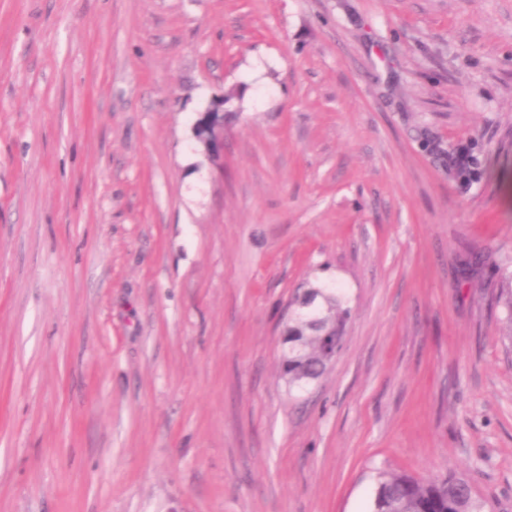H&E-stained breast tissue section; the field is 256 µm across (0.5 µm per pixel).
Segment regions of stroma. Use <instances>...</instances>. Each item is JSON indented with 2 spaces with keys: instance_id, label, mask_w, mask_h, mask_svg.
Listing matches in <instances>:
<instances>
[{
  "instance_id": "stroma-1",
  "label": "stroma",
  "mask_w": 512,
  "mask_h": 512,
  "mask_svg": "<svg viewBox=\"0 0 512 512\" xmlns=\"http://www.w3.org/2000/svg\"><path fill=\"white\" fill-rule=\"evenodd\" d=\"M511 258L512 0H0V512H512ZM220 100L221 104L218 103L219 100L215 102L219 109L218 118L211 124L206 136L199 137L195 133L196 140L203 145L208 156L214 161H221L224 157V113L220 112L224 99ZM498 272L505 288H501L497 296V304L501 307V339L508 346H512V268L498 267ZM320 288L318 285L308 283L302 296L317 290L321 294V303L314 315L296 310L286 327L289 343L288 352L283 355L281 371L290 388H301L302 382L296 380L297 375L304 373L307 376L320 378L326 372V364L331 366L340 353L336 346V340L343 343L345 322L349 315V309L345 306L344 296L336 289ZM310 317H315L320 324L309 322ZM335 333V336L325 335ZM325 339V347L322 358V337ZM292 345L293 348H290ZM467 478L447 475L420 481L405 473L381 472L371 512H489Z\"/></svg>"
}]
</instances>
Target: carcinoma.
Listing matches in <instances>:
<instances>
[{
	"label": "carcinoma",
	"mask_w": 512,
	"mask_h": 512,
	"mask_svg": "<svg viewBox=\"0 0 512 512\" xmlns=\"http://www.w3.org/2000/svg\"><path fill=\"white\" fill-rule=\"evenodd\" d=\"M505 287L500 289L497 304L501 307V339L512 346V269L498 267ZM319 291L321 303L312 315L319 324L309 322L310 315L297 310L286 327L289 344L283 355L281 371L291 388H300L297 375L321 377L326 372L322 358V337L333 333L344 341L345 322L349 309L344 296L337 290H324L317 285H306L305 293ZM372 512H489L487 501L478 498L467 478L453 471L427 481H420L405 473L381 472Z\"/></svg>",
	"instance_id": "1"
}]
</instances>
